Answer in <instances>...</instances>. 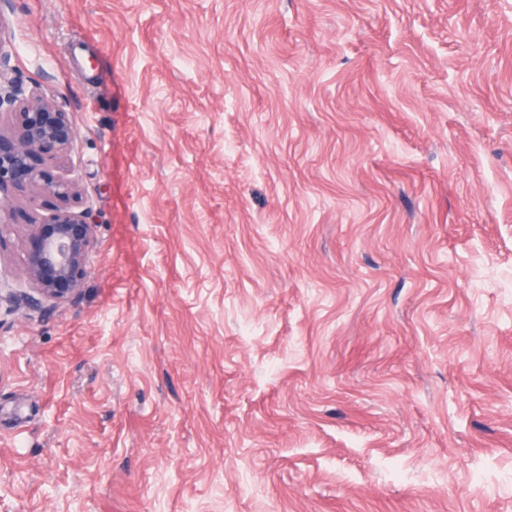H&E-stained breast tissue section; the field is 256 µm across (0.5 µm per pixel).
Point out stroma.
Listing matches in <instances>:
<instances>
[{
  "label": "stroma",
  "instance_id": "35a3bbf8",
  "mask_svg": "<svg viewBox=\"0 0 512 512\" xmlns=\"http://www.w3.org/2000/svg\"><path fill=\"white\" fill-rule=\"evenodd\" d=\"M74 302L0 306V512H512V0H5ZM33 191L0 204L28 290Z\"/></svg>",
  "mask_w": 512,
  "mask_h": 512
}]
</instances>
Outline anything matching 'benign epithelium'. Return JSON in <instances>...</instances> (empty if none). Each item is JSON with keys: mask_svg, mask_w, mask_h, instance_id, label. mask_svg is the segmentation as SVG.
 I'll use <instances>...</instances> for the list:
<instances>
[{"mask_svg": "<svg viewBox=\"0 0 512 512\" xmlns=\"http://www.w3.org/2000/svg\"><path fill=\"white\" fill-rule=\"evenodd\" d=\"M0 112L12 117L11 130H0V198L30 188L48 202H61L46 223L32 225L29 233L24 275L32 292L10 298L15 309L46 312L77 299L95 224L90 211L65 206L75 195L72 184L40 167L44 160L62 162L73 147L76 133L68 113L24 89L1 40Z\"/></svg>", "mask_w": 512, "mask_h": 512, "instance_id": "7a95c632", "label": "benign epithelium"}]
</instances>
